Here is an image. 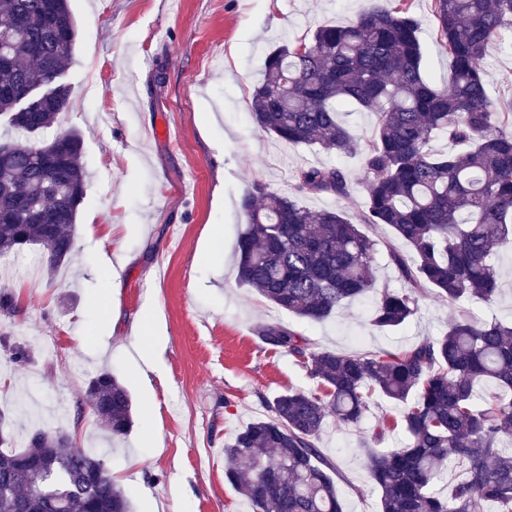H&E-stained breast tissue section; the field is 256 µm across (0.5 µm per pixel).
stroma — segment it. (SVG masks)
Returning <instances> with one entry per match:
<instances>
[{
  "mask_svg": "<svg viewBox=\"0 0 512 512\" xmlns=\"http://www.w3.org/2000/svg\"><path fill=\"white\" fill-rule=\"evenodd\" d=\"M432 0H410L420 20L427 74L450 75L435 41ZM78 37L64 71L71 103L40 134L79 130L87 194L74 229V256L47 274L39 247L0 257V287L19 311L0 317V335L29 349L19 366L0 351V408L13 449L34 429L63 428L74 446L103 453L133 512H253L224 475V444L268 416L288 390L311 388L287 351L263 343L264 323L292 326L322 348L379 351L437 337L461 307L432 297L410 324L382 332L370 324L371 297L321 323L266 302L235 279L244 218L240 200L254 182L289 191L297 169L341 168L343 198L311 195L310 210H342L359 220L365 190L359 157L286 145L260 131L248 103L267 53L319 24L353 19L367 0H69ZM484 65L501 111L512 112V33L490 44ZM168 126L174 137L156 136ZM377 242L376 284L403 280L390 264L392 230ZM119 254L111 285L95 274L102 254ZM499 294L474 304V318L512 321V254L497 261ZM155 371H144L145 360ZM110 371L129 391L134 425L112 441L86 396ZM392 405L374 397L356 426L328 421L318 445L336 469L345 512H380L360 448L363 432Z\"/></svg>",
  "mask_w": 512,
  "mask_h": 512,
  "instance_id": "1",
  "label": "stroma"
}]
</instances>
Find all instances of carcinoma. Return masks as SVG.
Instances as JSON below:
<instances>
[{
	"mask_svg": "<svg viewBox=\"0 0 512 512\" xmlns=\"http://www.w3.org/2000/svg\"><path fill=\"white\" fill-rule=\"evenodd\" d=\"M433 16L451 71L444 83L425 74L420 21L407 0H377L350 21L323 23L264 61L249 102L256 126L293 147L359 156L366 191L358 224L301 204L307 195H348L339 167H302L286 193L256 183L243 195L238 282L300 319L322 322L373 293L371 325L394 331L429 294L495 301L496 259L512 252V113L498 111L483 59L512 31V0H433ZM1 22L10 34L0 51V116L14 137L0 143V256L43 242L54 270L73 255L86 195L83 142L74 130L49 142L31 137L70 102L60 78L77 27L68 0H0ZM43 87L31 109L17 97ZM345 107L374 115L370 136L340 120ZM437 134L456 148L435 152ZM363 224L391 228L410 250L390 253L406 289H376V242ZM257 335L288 351L313 387L279 395L271 416L224 444L225 475L254 512H344L318 439L330 418L358 425L375 394L396 408L363 441L381 512H512V324L463 314L438 338L362 353L316 347L281 324ZM0 348L15 364L30 361L20 343ZM87 394L111 436L126 435L125 386L103 371ZM397 429L405 447L374 450ZM9 444L0 430V512H131L106 460L71 445L65 431L36 432L20 451ZM445 464L462 479L443 495Z\"/></svg>",
	"mask_w": 512,
	"mask_h": 512,
	"instance_id": "obj_1",
	"label": "carcinoma"
}]
</instances>
